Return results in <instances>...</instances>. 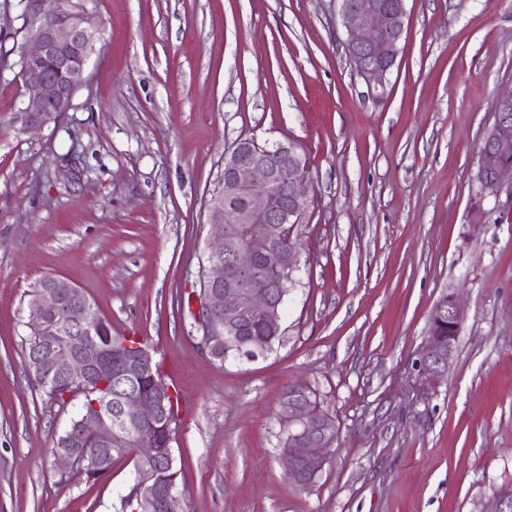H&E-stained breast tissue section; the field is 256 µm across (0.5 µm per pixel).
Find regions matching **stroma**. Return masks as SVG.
<instances>
[{
    "mask_svg": "<svg viewBox=\"0 0 512 512\" xmlns=\"http://www.w3.org/2000/svg\"><path fill=\"white\" fill-rule=\"evenodd\" d=\"M336 0H98L69 111L27 124L17 11L0 0V512H117L132 458L60 482L71 409L25 373L46 276L140 336L179 396L184 512H482L512 487V188L478 198L477 150L512 88V0H406L383 92L350 66ZM242 137L293 140L313 204L283 339L212 362L189 337L207 203ZM467 319L447 375L419 359L436 302ZM317 389L338 430L291 484L280 401Z\"/></svg>",
    "mask_w": 512,
    "mask_h": 512,
    "instance_id": "35a3bbf8",
    "label": "stroma"
}]
</instances>
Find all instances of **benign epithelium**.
I'll list each match as a JSON object with an SVG mask.
<instances>
[{"label": "benign epithelium", "mask_w": 512, "mask_h": 512, "mask_svg": "<svg viewBox=\"0 0 512 512\" xmlns=\"http://www.w3.org/2000/svg\"><path fill=\"white\" fill-rule=\"evenodd\" d=\"M339 25L343 45L355 72L372 90L385 86L396 63L406 24L405 0H339ZM24 44L20 52L25 93L23 109L29 124L41 123L50 112L70 109L76 90L100 40L95 7L90 0H17ZM512 89L496 102L494 121L478 148V173L488 196H497L504 183L512 184ZM313 202L305 156L294 141L269 144L241 138L224 152V175L208 201L210 238L207 264L201 278L210 294L196 304L203 325L201 348L217 361L213 347L222 338L240 336L249 324H260L271 334L280 332V301L263 278L258 258L272 255L284 276L299 269L300 251L294 224ZM93 309L83 291L69 281L52 276L40 283L27 306L25 327L30 339L41 345L29 366L44 379L67 378L98 381L106 394L89 407L79 408L70 443L92 436L103 448L112 447L121 428L136 426L138 456L135 493L143 512H183L181 498L166 485L162 471L173 461L169 445H160L151 433L164 413L171 392L163 387L145 393L125 387L132 372H148L153 357L143 349L130 356L97 348L87 353L80 341L92 331L82 319L69 320L65 330L51 316ZM467 313L453 294L444 295L431 312L432 329L448 330V338L425 345L421 376L428 383L448 372ZM282 424L288 433L283 460L288 479L304 486L324 468L337 439L334 420L313 409L306 395L281 401ZM60 475L92 474L93 467L74 452H54Z\"/></svg>", "instance_id": "benign-epithelium-1"}]
</instances>
